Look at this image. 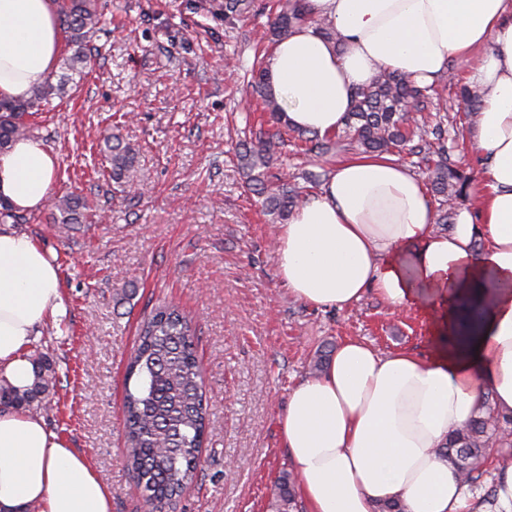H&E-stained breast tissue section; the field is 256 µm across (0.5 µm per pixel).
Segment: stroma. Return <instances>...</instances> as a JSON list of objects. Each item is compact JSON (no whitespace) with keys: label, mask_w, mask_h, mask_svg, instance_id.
Instances as JSON below:
<instances>
[{"label":"stroma","mask_w":512,"mask_h":512,"mask_svg":"<svg viewBox=\"0 0 512 512\" xmlns=\"http://www.w3.org/2000/svg\"><path fill=\"white\" fill-rule=\"evenodd\" d=\"M98 2L96 54L31 119L59 160L55 196H81L85 222L65 235L43 209L15 227L54 257L66 306L38 340L58 382L37 415L111 488L112 512H147L123 456L124 374L141 319L174 303L196 329L209 436L170 512H275L273 485L294 471L280 421L316 356L347 338L426 355L441 339L423 312H393L372 293L316 308L277 275V226L236 169L254 125L244 75L273 48L272 0L241 13L226 0ZM447 109L454 160L478 168L469 117ZM113 131L139 150L133 186L110 177L101 149ZM356 153L344 141L317 158L288 142L272 171L321 176Z\"/></svg>","instance_id":"35a3bbf8"}]
</instances>
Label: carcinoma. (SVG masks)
<instances>
[{"mask_svg": "<svg viewBox=\"0 0 512 512\" xmlns=\"http://www.w3.org/2000/svg\"><path fill=\"white\" fill-rule=\"evenodd\" d=\"M60 25L69 34L73 53L65 68L82 74L91 57V42L99 30L98 0H57ZM270 15L269 35L273 42L308 21L327 38L336 32L325 21L309 16L306 0H276ZM67 79H47L26 99L0 101V151L31 133L25 117L53 98L66 94ZM250 85L257 94L272 129L255 143H246L237 156V169L246 185L263 198L266 213L276 222L288 220L293 209L305 199L303 187L292 180L273 182L268 171L273 164L272 146L289 133L311 144L309 151L324 154L328 141L314 133L288 125L269 89L264 63L256 62ZM439 95L435 85L420 86L393 71H382L369 85L355 92L342 133L356 142L364 153L407 152L425 165L433 196L439 202L437 222L454 223L458 206L468 197L474 176L457 166L448 152V129L443 124L427 131L419 124L418 114L428 112ZM454 98L470 116L482 108L483 94L468 84L455 86ZM106 158L111 165L112 181L126 184L133 178L138 151L122 137L111 133L104 138ZM85 202L75 195L60 197L52 206V221L66 227L84 219ZM35 380L23 392L0 384V405L30 409L49 399L55 390L57 366L46 352L37 349L31 355ZM484 415L455 431L441 454L463 484L472 487L485 472L490 451L512 441L504 435L512 432V414L497 411L486 401ZM127 466L134 472L145 502L153 509H166L190 487L200 465L201 448L208 436L201 367L195 351V331L190 321L170 304L157 307L138 328V341L125 374L123 399ZM277 512L296 509L295 491L289 475L275 483Z\"/></svg>", "mask_w": 512, "mask_h": 512, "instance_id": "carcinoma-1", "label": "carcinoma"}]
</instances>
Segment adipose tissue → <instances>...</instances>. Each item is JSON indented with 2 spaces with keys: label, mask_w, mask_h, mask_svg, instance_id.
Listing matches in <instances>:
<instances>
[{
  "label": "adipose tissue",
  "mask_w": 512,
  "mask_h": 512,
  "mask_svg": "<svg viewBox=\"0 0 512 512\" xmlns=\"http://www.w3.org/2000/svg\"><path fill=\"white\" fill-rule=\"evenodd\" d=\"M337 40L296 27L265 62L290 126L340 127L380 72L428 85L449 60L484 94L472 126L483 159L475 211L448 232L423 179L396 157L337 162L280 225L276 272L296 299L345 309L374 291L391 309L432 312L447 345L421 357L349 340L291 390L281 440L309 512H512V465L492 502L471 507L438 450L492 400L512 411V0H308ZM63 49L56 0H0V99L28 97ZM58 158L34 138L0 152V201L41 210ZM64 312L57 266L23 233L0 229V380L29 388L27 349ZM111 512L112 490L42 418L0 409V512Z\"/></svg>",
  "instance_id": "obj_1"
}]
</instances>
